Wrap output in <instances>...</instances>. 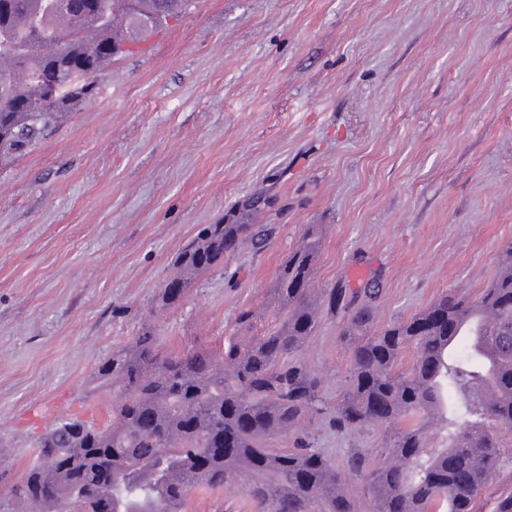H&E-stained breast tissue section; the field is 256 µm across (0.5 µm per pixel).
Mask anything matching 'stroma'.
<instances>
[{
    "label": "stroma",
    "instance_id": "stroma-1",
    "mask_svg": "<svg viewBox=\"0 0 512 512\" xmlns=\"http://www.w3.org/2000/svg\"><path fill=\"white\" fill-rule=\"evenodd\" d=\"M95 84L0 169V490L58 419L111 423L89 383L144 325L177 351L277 323L272 288L305 225L324 227L317 285L377 282L384 322L485 288L512 240V0H190ZM257 194L252 223L277 227L266 249L156 310L184 246ZM299 358L335 401L350 367L336 319ZM309 432L338 466L385 448L325 416ZM187 510L256 512L239 488Z\"/></svg>",
    "mask_w": 512,
    "mask_h": 512
}]
</instances>
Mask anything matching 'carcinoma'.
<instances>
[{"instance_id":"carcinoma-1","label":"carcinoma","mask_w":512,"mask_h":512,"mask_svg":"<svg viewBox=\"0 0 512 512\" xmlns=\"http://www.w3.org/2000/svg\"><path fill=\"white\" fill-rule=\"evenodd\" d=\"M0 0V169L50 135L94 95L93 76L169 26L187 0H134L118 12L88 0ZM273 224L204 226L182 250L157 307L180 305L194 280L249 243L266 248ZM323 236L308 224L277 275L279 322L246 342L163 351L151 327L101 363L94 390L112 396V423L66 417L37 439L10 499L25 512H186L197 490L240 485L258 512H475L512 432V241L476 295L450 292L413 316L383 323L377 289L318 290ZM336 318L350 354L347 386L328 407L322 380L296 354L319 309ZM412 366L398 370L403 353ZM340 432L387 436L384 458L348 453L343 468L309 445L313 417ZM294 447H271L276 439Z\"/></svg>"}]
</instances>
